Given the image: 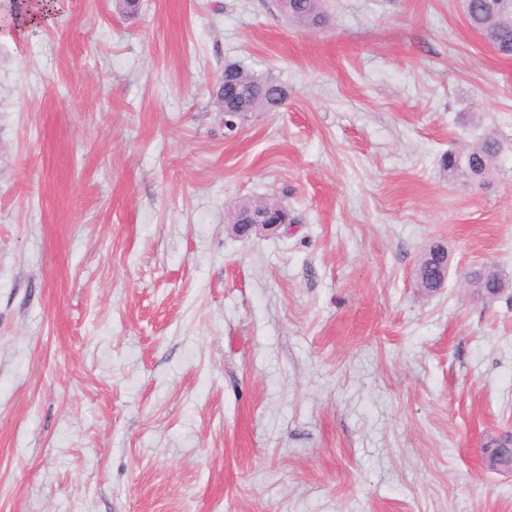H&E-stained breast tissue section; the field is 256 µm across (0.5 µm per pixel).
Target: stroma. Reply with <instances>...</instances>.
Instances as JSON below:
<instances>
[{
	"mask_svg": "<svg viewBox=\"0 0 512 512\" xmlns=\"http://www.w3.org/2000/svg\"><path fill=\"white\" fill-rule=\"evenodd\" d=\"M0 20V512H512V58L463 0ZM285 106L224 134L227 62ZM494 131L477 186L440 156ZM269 197L286 233L227 218ZM447 245L445 288L414 266ZM288 17L300 26L322 24L324 15L321 0H291ZM241 203L249 204L256 212L264 211L276 213V220L281 221V223H284L285 225L291 224L292 222L288 208L283 207L278 200L259 198L243 200ZM465 276L467 278L468 288H482L486 296L489 294H497L496 288H499V284L489 275L486 265L480 264L472 267L466 272ZM482 461L486 470L512 474V448L509 452L498 449L492 454L482 451Z\"/></svg>",
	"mask_w": 512,
	"mask_h": 512,
	"instance_id": "1",
	"label": "stroma"
}]
</instances>
